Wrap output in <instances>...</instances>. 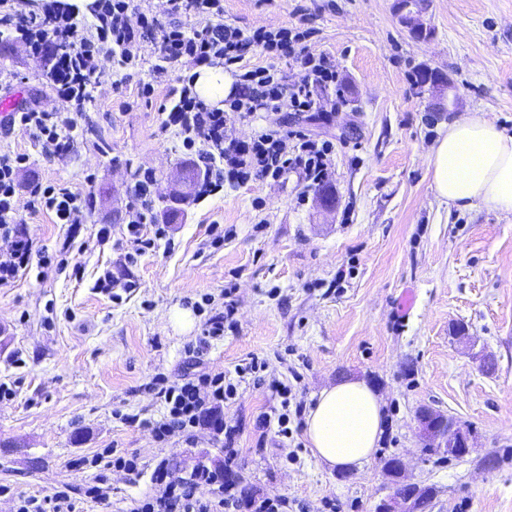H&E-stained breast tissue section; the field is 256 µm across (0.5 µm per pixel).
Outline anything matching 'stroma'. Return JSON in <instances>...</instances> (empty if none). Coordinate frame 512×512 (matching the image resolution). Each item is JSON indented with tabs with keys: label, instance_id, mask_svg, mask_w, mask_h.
Returning a JSON list of instances; mask_svg holds the SVG:
<instances>
[{
	"label": "stroma",
	"instance_id": "obj_1",
	"mask_svg": "<svg viewBox=\"0 0 512 512\" xmlns=\"http://www.w3.org/2000/svg\"><path fill=\"white\" fill-rule=\"evenodd\" d=\"M224 18L247 28L306 23L313 49L335 61L343 97L323 95L330 122L268 113L236 127L249 137L283 124L331 140L333 207L292 173L225 186L167 220L169 177L187 160L180 139L159 130L167 80L148 101L131 85L122 96L97 93L67 162L45 160L22 130L0 140V151L30 158L19 181L36 173L95 197L76 227L17 203L34 250L51 264L0 288V486L8 489L0 512H15L17 497L64 487L78 512H136L159 461L178 476L223 467L209 434L161 443L126 418L163 415L154 378H179L186 346L228 299L233 321L198 369L237 387L224 417L242 425L235 471L248 494L287 498L290 512H373L391 486L384 461L399 457L408 481L433 488L430 512H512V461L482 466L512 448V211L443 203L428 169L454 117L483 112L512 135V0H429L427 42L401 25L396 0H224ZM425 64L453 83L455 112L436 111L437 96L416 86ZM41 78L38 62L15 50L0 58V99L39 88ZM95 128L111 153L93 147ZM139 167L157 174V220L168 236L131 264L114 241ZM105 223L112 238L101 242ZM106 269L115 281L108 292L95 286ZM177 309L191 313L190 330L173 323ZM455 321L467 324L468 339L452 336ZM483 350L493 372L480 365ZM253 358L307 406L338 382L371 384L385 427L369 459L335 470L313 456L304 432L259 434L257 421L280 401L239 377ZM424 407L472 427L468 456L426 452L415 420ZM109 447L136 454L141 470L114 471L103 506L83 494L92 473L84 461Z\"/></svg>",
	"mask_w": 512,
	"mask_h": 512
}]
</instances>
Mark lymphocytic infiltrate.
Masks as SVG:
<instances>
[{
    "label": "lymphocytic infiltrate",
    "instance_id": "1",
    "mask_svg": "<svg viewBox=\"0 0 512 512\" xmlns=\"http://www.w3.org/2000/svg\"><path fill=\"white\" fill-rule=\"evenodd\" d=\"M83 24H76L70 0H0V55L23 47L42 66L49 91L68 103L67 113L45 110L38 96L0 118V137L15 129L26 130L38 143L43 157L65 161L72 157L79 122L95 93L103 85L112 92L123 89V74L141 67L153 56L149 77L140 81L138 93L151 97L158 82L177 74L161 110V132H173L191 154L190 164L201 173L196 187L200 198L257 179H281L297 174L308 187L331 185L335 174L333 144L303 132L266 128L243 139L237 124L255 120L262 112L302 114L320 112V95L337 86L336 65L326 54L315 52L309 33L297 26L278 29L246 28L224 19V0H162L161 10L135 7L133 0H91ZM196 17L193 25L185 17ZM259 46L270 64L251 66L245 61L250 48ZM110 59L117 78L107 81L102 59ZM299 62L305 70L300 82L289 83L278 61ZM224 65L236 73V89L229 109L209 106L194 86V69ZM29 157L0 153V288L10 286L33 260V242L16 208L20 193L32 204L54 214L57 223H83L92 206L90 198L39 177L20 184L18 173ZM157 182L150 169H136L129 193L132 202L125 213L126 241L134 253L150 248L153 240L166 237V225L155 224L153 195ZM154 224L153 238L143 228ZM166 412L151 421L154 437L162 443L175 437L193 440L207 432L224 444L223 468L194 467L184 476H173L166 463L151 474L153 495L142 500L138 512H283L286 502L276 498L244 499L233 473L239 455L241 427L225 422L222 413L236 388L223 373H199L186 369L177 380L157 377L153 382ZM94 472L85 488L87 497L105 502L112 491V471L139 472L136 455L103 449L93 461Z\"/></svg>",
    "mask_w": 512,
    "mask_h": 512
}]
</instances>
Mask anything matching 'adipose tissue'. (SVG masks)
<instances>
[{"instance_id":"1","label":"adipose tissue","mask_w":512,"mask_h":512,"mask_svg":"<svg viewBox=\"0 0 512 512\" xmlns=\"http://www.w3.org/2000/svg\"><path fill=\"white\" fill-rule=\"evenodd\" d=\"M433 187L447 203H484L512 211V135L484 113L449 123L428 157ZM382 411L371 387L342 381L322 389L312 404L305 432L314 456L345 469L373 453Z\"/></svg>"}]
</instances>
